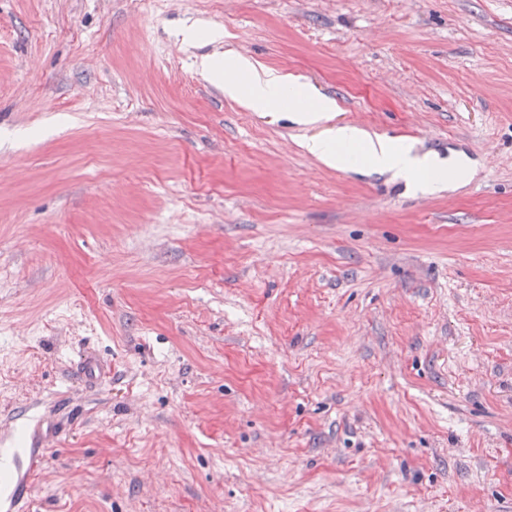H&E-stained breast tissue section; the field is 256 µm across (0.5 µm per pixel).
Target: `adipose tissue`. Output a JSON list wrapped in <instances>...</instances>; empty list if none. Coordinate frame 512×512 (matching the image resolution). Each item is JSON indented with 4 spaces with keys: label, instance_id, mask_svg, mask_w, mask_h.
Instances as JSON below:
<instances>
[{
    "label": "adipose tissue",
    "instance_id": "ef3b65f1",
    "mask_svg": "<svg viewBox=\"0 0 512 512\" xmlns=\"http://www.w3.org/2000/svg\"><path fill=\"white\" fill-rule=\"evenodd\" d=\"M200 66L223 82L225 97L254 111L274 112L281 104H288L292 121L316 127V135L308 138L305 147L328 167L346 169L362 163L389 170L422 193L447 183H466L474 175L470 164L452 159L443 166L429 157L413 154L411 146L398 140L373 136L360 127L336 122V101L313 94L296 77L231 52L220 59L202 58Z\"/></svg>",
    "mask_w": 512,
    "mask_h": 512
}]
</instances>
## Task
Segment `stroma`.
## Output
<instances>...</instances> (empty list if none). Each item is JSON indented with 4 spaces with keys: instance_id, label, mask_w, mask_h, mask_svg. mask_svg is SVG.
Segmentation results:
<instances>
[{
    "instance_id": "obj_1",
    "label": "stroma",
    "mask_w": 512,
    "mask_h": 512,
    "mask_svg": "<svg viewBox=\"0 0 512 512\" xmlns=\"http://www.w3.org/2000/svg\"><path fill=\"white\" fill-rule=\"evenodd\" d=\"M228 50L476 176L325 166ZM34 417L29 512H512V0H0V430Z\"/></svg>"
}]
</instances>
